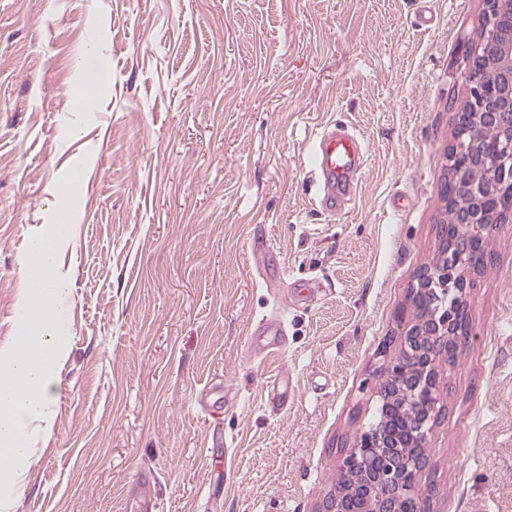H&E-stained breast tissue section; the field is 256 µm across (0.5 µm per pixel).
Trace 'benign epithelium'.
Masks as SVG:
<instances>
[{
	"instance_id": "7a95c632",
	"label": "benign epithelium",
	"mask_w": 512,
	"mask_h": 512,
	"mask_svg": "<svg viewBox=\"0 0 512 512\" xmlns=\"http://www.w3.org/2000/svg\"><path fill=\"white\" fill-rule=\"evenodd\" d=\"M488 24L512 30V0H484ZM468 97L476 111L459 107L454 127L468 136L483 125L484 142L453 141L448 151L457 169V189L443 190L453 210L451 224L438 227L439 258L420 268L412 289L419 316L405 326L404 352L383 366L382 420L342 461L345 487L331 492L322 512H427L415 485L406 479L425 460L430 422L438 396L436 360L442 348L459 347L466 334L467 273L486 261L489 225L512 213L496 188L512 182V66L495 72L475 51L467 74Z\"/></svg>"
}]
</instances>
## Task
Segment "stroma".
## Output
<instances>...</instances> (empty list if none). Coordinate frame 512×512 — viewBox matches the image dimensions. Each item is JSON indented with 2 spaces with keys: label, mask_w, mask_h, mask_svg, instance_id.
Instances as JSON below:
<instances>
[{
  "label": "stroma",
  "mask_w": 512,
  "mask_h": 512,
  "mask_svg": "<svg viewBox=\"0 0 512 512\" xmlns=\"http://www.w3.org/2000/svg\"><path fill=\"white\" fill-rule=\"evenodd\" d=\"M483 0H0V345L30 244L71 200L68 357L15 512H320L370 429L419 268L439 255L453 115ZM429 16L422 29L417 21ZM111 73L96 103L71 91ZM365 142L350 199L310 146ZM417 487L512 512V217L489 227ZM313 284L310 297L296 293ZM281 317L268 354L255 327ZM288 403L271 409L276 377ZM226 390L202 409L211 389ZM229 444L231 468L218 461Z\"/></svg>",
  "instance_id": "35a3bbf8"
}]
</instances>
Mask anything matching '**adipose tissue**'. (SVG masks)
Instances as JSON below:
<instances>
[{
  "instance_id": "1",
  "label": "adipose tissue",
  "mask_w": 512,
  "mask_h": 512,
  "mask_svg": "<svg viewBox=\"0 0 512 512\" xmlns=\"http://www.w3.org/2000/svg\"><path fill=\"white\" fill-rule=\"evenodd\" d=\"M65 237L54 234L37 240L31 264L37 276L24 289L16 307L26 327L0 346V512H14L15 493L31 464L29 428L41 422L51 429V407L61 388L60 368L68 356L65 336L68 272L56 256Z\"/></svg>"
}]
</instances>
